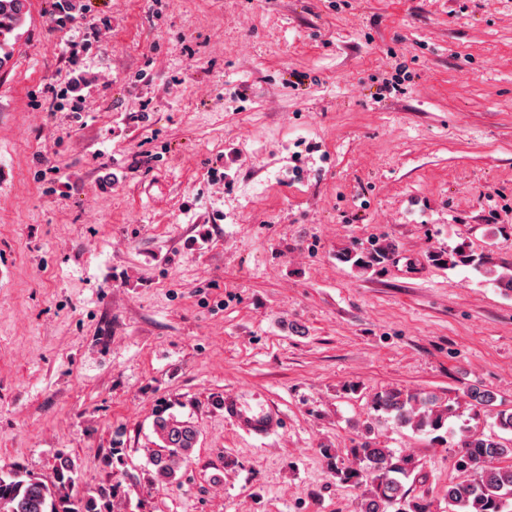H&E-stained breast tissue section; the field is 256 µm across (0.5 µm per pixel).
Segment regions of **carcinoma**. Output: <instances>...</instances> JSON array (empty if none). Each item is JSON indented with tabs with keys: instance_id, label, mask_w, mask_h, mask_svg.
Segmentation results:
<instances>
[{
	"instance_id": "cac0c4a2",
	"label": "carcinoma",
	"mask_w": 512,
	"mask_h": 512,
	"mask_svg": "<svg viewBox=\"0 0 512 512\" xmlns=\"http://www.w3.org/2000/svg\"><path fill=\"white\" fill-rule=\"evenodd\" d=\"M394 249L385 240L373 239L367 246L346 256L353 265L368 270ZM462 263L477 268L485 266L484 258L463 248L434 255L433 261ZM467 396L480 406L474 416L492 414L494 425L512 434V411L490 412V393L478 388ZM371 408L388 415L398 426L436 435L452 413L451 405H442L430 393L398 388L375 393ZM162 444L153 449L149 464L164 478L173 476L172 463L185 457L198 440V431L187 421L158 418ZM336 479L343 484L363 489L356 512H432V502L425 496H413L407 487L416 468L415 462L396 454L391 448L377 447L368 440H355L345 454H332L323 449ZM457 480L448 483L446 499L448 512H512V439L478 431L468 425L460 428L459 440L453 455ZM58 483L47 485L39 478L19 469H0V512H102L94 496L61 493L59 488L74 482L75 464L60 457L56 468Z\"/></svg>"
}]
</instances>
